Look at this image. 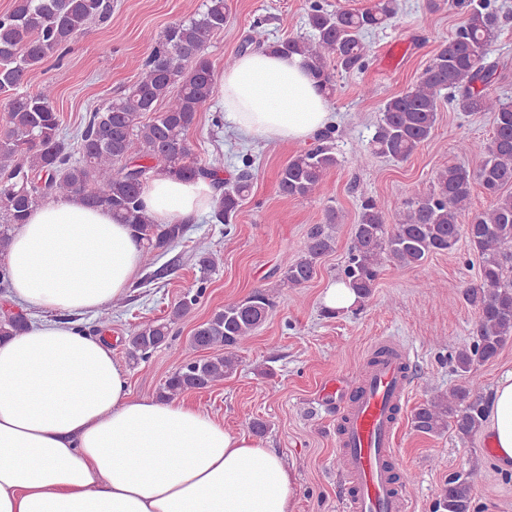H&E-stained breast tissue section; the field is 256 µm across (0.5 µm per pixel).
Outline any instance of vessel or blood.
Returning <instances> with one entry per match:
<instances>
[{"mask_svg": "<svg viewBox=\"0 0 512 512\" xmlns=\"http://www.w3.org/2000/svg\"><path fill=\"white\" fill-rule=\"evenodd\" d=\"M380 349L363 382L341 398L337 445L348 465L349 512H410L394 480V444L410 385L406 353L392 342H381Z\"/></svg>", "mask_w": 512, "mask_h": 512, "instance_id": "1", "label": "vessel or blood"}]
</instances>
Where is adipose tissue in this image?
<instances>
[{
	"instance_id": "ef3b65f1",
	"label": "adipose tissue",
	"mask_w": 512,
	"mask_h": 512,
	"mask_svg": "<svg viewBox=\"0 0 512 512\" xmlns=\"http://www.w3.org/2000/svg\"><path fill=\"white\" fill-rule=\"evenodd\" d=\"M225 122L307 142L332 122L302 56L249 52L225 69ZM205 179L153 177L159 223L207 213ZM144 246L104 207L58 199L36 208L7 251L11 291L47 320L0 341V512H293L292 476L273 449L200 409L138 397L110 345L55 312L93 313L123 297ZM491 461L512 475V367L490 395Z\"/></svg>"
}]
</instances>
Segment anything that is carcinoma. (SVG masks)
I'll return each instance as SVG.
<instances>
[{
	"label": "carcinoma",
	"instance_id": "1",
	"mask_svg": "<svg viewBox=\"0 0 512 512\" xmlns=\"http://www.w3.org/2000/svg\"><path fill=\"white\" fill-rule=\"evenodd\" d=\"M459 4L466 9L464 24L439 46L413 86L384 101L375 133L355 151V161L362 165L371 154L407 160L430 138L444 91L463 112L492 113L493 136L486 143L459 141L460 152L479 156L477 168L443 166L429 193L407 201L392 216L375 199H363L343 274L362 303L371 297L383 263L417 267L432 254L454 250L465 238L481 258L479 282L464 289L465 301L477 315L475 340L455 355L456 371L469 374L475 365L493 360L512 338V101L488 89L498 70V63L489 60L502 28L497 10L490 0ZM111 13L112 0H14L13 9L0 14V93L14 92L7 103V125L0 129L1 255L31 211L60 197L120 214L146 244L144 263L150 264L152 253L167 249L186 231L183 223L159 224L144 211L141 190L152 174L214 181L219 195L210 221L216 224L234 223L249 193L250 158L243 159L234 181L223 182L214 169L198 164L187 138L197 115L211 109L218 92L206 48L224 29L225 0H207L204 11L165 28L140 65L138 79L92 112L75 162L61 135L53 87L16 93L31 71L63 53L77 35L106 22ZM396 15L397 0H376L362 11H329L315 0L307 14L312 35L278 40L266 49L302 55L320 87L331 94L337 73L363 66L364 34L387 25ZM337 164L329 129L319 144L281 169L280 191L293 198L323 192ZM476 184L490 205L473 213ZM338 220L336 210L329 208L324 223L310 226L301 254L285 262L282 279L288 287L302 288L314 278L318 261L335 248ZM205 284L202 279L196 289L187 291L168 320L147 322L131 333V359L145 360L166 344L172 324L197 304ZM272 307L269 295L256 290L199 323L189 347L206 356L182 361L166 380L160 398L174 400L235 373L239 352ZM27 322L19 313L1 314L0 336L22 331ZM486 408V399L473 389L457 387L417 407L412 423L423 434L441 435L452 428L464 438L481 428ZM474 498L472 473L457 472L448 478L434 512H473Z\"/></svg>",
	"mask_w": 512,
	"mask_h": 512
}]
</instances>
